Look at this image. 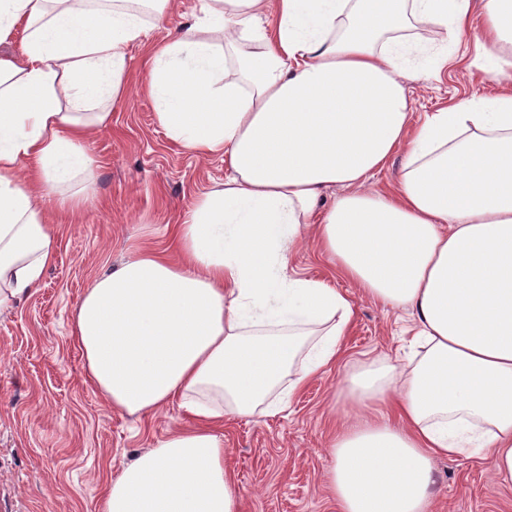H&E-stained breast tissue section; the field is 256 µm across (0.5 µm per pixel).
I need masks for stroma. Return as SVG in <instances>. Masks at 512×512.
Returning <instances> with one entry per match:
<instances>
[{
    "instance_id": "35a3bbf8",
    "label": "stroma",
    "mask_w": 512,
    "mask_h": 512,
    "mask_svg": "<svg viewBox=\"0 0 512 512\" xmlns=\"http://www.w3.org/2000/svg\"><path fill=\"white\" fill-rule=\"evenodd\" d=\"M196 4L180 0L165 27L129 48L135 92L85 143L96 161V190L77 212H56L54 265L27 299L0 314V492L13 512H100L127 463L191 422L175 402L147 417L112 410L85 373L70 324L104 268L133 248H164L198 194L224 180L223 158L201 159L170 141L139 91L152 45L182 30ZM496 90L492 81L448 66L411 83V123ZM288 272L354 290L310 240L291 248ZM408 322L403 311L357 300L343 360L312 380L289 410L225 415L224 460L237 482L239 512H338L325 487L338 420L333 395L361 362L402 358ZM434 467L433 512H512V484L493 481L487 465L462 456Z\"/></svg>"
}]
</instances>
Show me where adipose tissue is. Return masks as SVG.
Instances as JSON below:
<instances>
[{
	"label": "adipose tissue",
	"mask_w": 512,
	"mask_h": 512,
	"mask_svg": "<svg viewBox=\"0 0 512 512\" xmlns=\"http://www.w3.org/2000/svg\"><path fill=\"white\" fill-rule=\"evenodd\" d=\"M0 0V312L55 262L52 215L95 186L84 143L128 98V49L174 0ZM153 46L145 90L169 139L224 159L173 247L134 250L77 303L71 337L114 410L179 402L180 430L126 466L101 512H238L226 413H279L344 354L353 299L287 275L306 237L363 296L412 317L418 351L347 375L330 446L338 512H430L433 462L512 483V0H200ZM425 26L498 86L410 124ZM402 154L398 181L374 173ZM334 201H327L328 192Z\"/></svg>",
	"instance_id": "adipose-tissue-1"
}]
</instances>
